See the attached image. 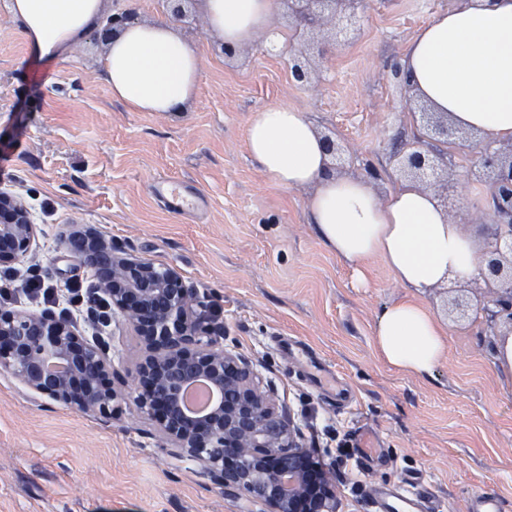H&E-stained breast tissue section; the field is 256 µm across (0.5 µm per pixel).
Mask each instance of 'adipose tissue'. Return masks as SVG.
Instances as JSON below:
<instances>
[{"mask_svg": "<svg viewBox=\"0 0 512 512\" xmlns=\"http://www.w3.org/2000/svg\"><path fill=\"white\" fill-rule=\"evenodd\" d=\"M104 0H9L28 53L63 55L97 27ZM278 0H203L211 30L237 50L254 42ZM113 97L135 112H180L195 95L201 58L172 22L136 23L114 32L102 59ZM411 95L453 127L487 143L512 142V0H461L412 38L402 60ZM252 158L277 186L313 187L311 222L320 241L360 265L381 257L415 298L386 307L374 342L391 367L432 376L447 351L443 324L419 297L479 273L483 246L438 197L403 180L377 201L360 178L330 170L322 137L303 112L271 106L247 128Z\"/></svg>", "mask_w": 512, "mask_h": 512, "instance_id": "adipose-tissue-1", "label": "adipose tissue"}]
</instances>
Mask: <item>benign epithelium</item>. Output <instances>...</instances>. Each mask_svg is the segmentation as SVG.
Returning <instances> with one entry per match:
<instances>
[{"mask_svg": "<svg viewBox=\"0 0 512 512\" xmlns=\"http://www.w3.org/2000/svg\"><path fill=\"white\" fill-rule=\"evenodd\" d=\"M302 34L331 26L330 40L348 41L360 29L365 0H282ZM137 18L125 10L108 17L99 31H112ZM293 80H311L303 52L289 58ZM433 139L446 144L457 129L435 112L423 113ZM401 169L422 186L454 193L447 153L424 142L404 153ZM482 169L491 177L494 218L483 251V310L512 328V143L486 149ZM38 237L28 210L0 194V267L22 261ZM79 248L70 249L94 271L95 291L114 314L127 320L144 348L132 381L118 392L108 337L84 336L73 317L50 310L26 313L0 308V372L25 388L81 413L110 421L120 399L158 425L163 451L198 462L203 475L227 497H243L261 512H336L330 470L273 396L254 362L223 345L221 308L208 294L188 287L178 269L114 248L91 231H75ZM205 379L221 395L200 415L182 404L184 389Z\"/></svg>", "mask_w": 512, "mask_h": 512, "instance_id": "benign-epithelium-1", "label": "benign epithelium"}]
</instances>
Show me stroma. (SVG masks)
<instances>
[{"label":"stroma","mask_w":512,"mask_h":512,"mask_svg":"<svg viewBox=\"0 0 512 512\" xmlns=\"http://www.w3.org/2000/svg\"><path fill=\"white\" fill-rule=\"evenodd\" d=\"M458 0H368L356 38L343 45L315 33V78L293 82L288 61L265 36L236 59L203 11L179 34L202 60L185 111L134 112L114 98L100 61L105 43L86 38L55 60L28 55L0 0V179L10 197L36 209L40 233L14 265H39L58 302L91 272L66 249L93 229L142 258L176 266L187 286L223 307L224 344L251 357L274 386L303 443L358 448L365 432L381 452L370 467L333 470L338 512H372L378 487L414 478L436 512H469L495 491L512 512V387L490 347L501 327L485 313L447 314L438 287L423 302L443 315L448 350L433 378L389 366L374 344L379 315L413 297L377 256L356 279L350 262L318 239L308 188L274 185L249 154L255 112H304L340 144L337 172L366 179L376 198L399 180L396 154L426 136L419 102L393 78L415 32ZM485 147L464 132L448 145L456 185L449 214L483 237L491 186L478 175ZM161 178L196 187L203 210L177 213L154 194ZM112 365L133 373L142 355L131 326L107 329ZM198 465L168 457L155 424L134 405L105 423L29 392L0 373V512H247Z\"/></svg>","instance_id":"stroma-1"}]
</instances>
